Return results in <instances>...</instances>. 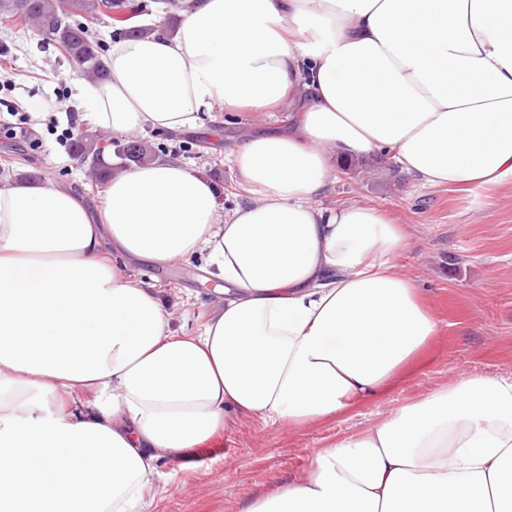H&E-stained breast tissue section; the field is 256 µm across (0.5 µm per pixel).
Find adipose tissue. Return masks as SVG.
Instances as JSON below:
<instances>
[{
    "label": "adipose tissue",
    "mask_w": 512,
    "mask_h": 512,
    "mask_svg": "<svg viewBox=\"0 0 512 512\" xmlns=\"http://www.w3.org/2000/svg\"><path fill=\"white\" fill-rule=\"evenodd\" d=\"M174 33L113 42L76 82L115 132L273 112L232 155L255 202L161 158L91 218L41 182L0 189V512H149L164 458L236 417L302 425L377 399L438 331L376 208L315 206L333 157L427 185L512 182V0H188ZM112 242L113 254L103 250ZM205 255L224 307L172 330L121 260ZM245 512H512V378L462 376L320 449Z\"/></svg>",
    "instance_id": "adipose-tissue-1"
}]
</instances>
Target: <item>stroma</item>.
I'll return each instance as SVG.
<instances>
[{"label":"stroma","instance_id":"35a3bbf8","mask_svg":"<svg viewBox=\"0 0 512 512\" xmlns=\"http://www.w3.org/2000/svg\"><path fill=\"white\" fill-rule=\"evenodd\" d=\"M0 42L12 56L0 62V117H29L26 141L0 137V187L17 174L42 180L82 199L91 215L107 201L106 186L69 149L68 132H80L72 95L80 75L33 30L0 26ZM57 99L46 111V99ZM288 110L202 113L197 128L180 133L150 129L122 134L156 154L177 153L179 161L213 182L220 212L247 201L229 159L253 133L284 130ZM315 205L333 208L365 204L382 211L409 234L397 264L420 288L438 323L421 364L380 399L340 417L302 426L266 424L255 417L230 422L195 456L161 460L148 493L150 512H244L278 488L302 478L316 452L355 436L407 403L464 374L512 377V184L468 189L428 186L387 156L364 157L361 171H335ZM133 278L154 282L166 295L176 330L197 331L218 302L206 279L205 259L194 256L166 267L129 261Z\"/></svg>","mask_w":512,"mask_h":512}]
</instances>
